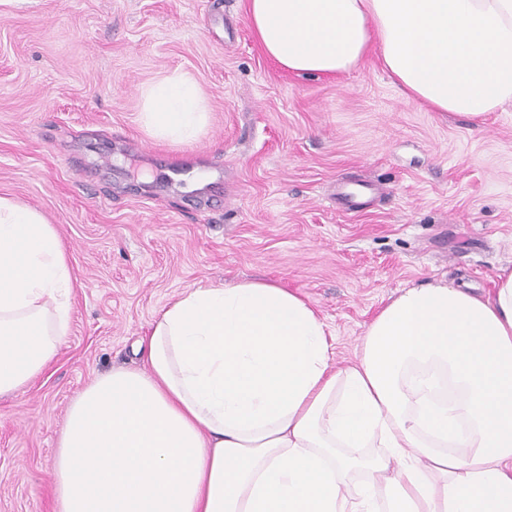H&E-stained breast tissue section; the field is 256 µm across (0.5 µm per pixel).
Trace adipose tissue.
<instances>
[{
  "mask_svg": "<svg viewBox=\"0 0 512 512\" xmlns=\"http://www.w3.org/2000/svg\"><path fill=\"white\" fill-rule=\"evenodd\" d=\"M263 52L341 74L371 46L405 94L476 118L512 100V0H248ZM199 83L142 93L154 138L197 139ZM73 282L56 227L0 196V394L67 333ZM70 407L56 512H512V270L493 290L405 289L336 366L303 296L267 281L186 289ZM363 473L352 482V472Z\"/></svg>",
  "mask_w": 512,
  "mask_h": 512,
  "instance_id": "1",
  "label": "adipose tissue"
}]
</instances>
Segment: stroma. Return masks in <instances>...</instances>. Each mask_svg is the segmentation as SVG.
<instances>
[{"instance_id": "1", "label": "stroma", "mask_w": 512, "mask_h": 512, "mask_svg": "<svg viewBox=\"0 0 512 512\" xmlns=\"http://www.w3.org/2000/svg\"><path fill=\"white\" fill-rule=\"evenodd\" d=\"M174 70L209 110L184 145L139 122L142 89ZM345 184L366 206L337 201ZM0 195L55 224L74 279L57 356L0 395V512H55L69 405L144 368L135 348L183 290L280 283L316 308L343 366L401 289L491 288L512 269V103L433 111L375 50L295 76L258 46L246 0H0Z\"/></svg>"}]
</instances>
